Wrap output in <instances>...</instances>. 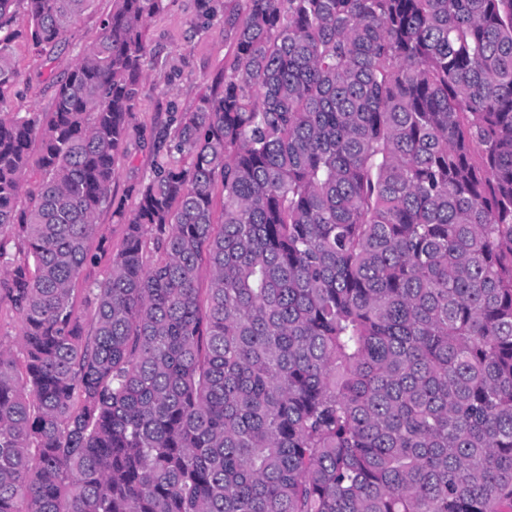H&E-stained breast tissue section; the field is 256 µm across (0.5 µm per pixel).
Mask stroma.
Wrapping results in <instances>:
<instances>
[{"label":"stroma","mask_w":512,"mask_h":512,"mask_svg":"<svg viewBox=\"0 0 512 512\" xmlns=\"http://www.w3.org/2000/svg\"><path fill=\"white\" fill-rule=\"evenodd\" d=\"M114 7L113 0H94L90 8L71 25L66 36L47 46L42 53L29 50L25 41H16L13 61L18 84L8 99L6 111H50L56 80L69 73L99 30V23ZM196 0H171L166 11L152 19L147 38L149 56L145 64L146 92L127 141L128 153L117 167L112 182L116 200L133 207L129 188L145 173L153 160L151 136L165 123L171 107L185 110L210 91L233 43L234 34L216 16L208 29L194 32Z\"/></svg>","instance_id":"obj_1"}]
</instances>
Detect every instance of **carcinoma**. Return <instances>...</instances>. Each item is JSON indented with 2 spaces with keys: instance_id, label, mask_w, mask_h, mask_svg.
I'll list each match as a JSON object with an SVG mask.
<instances>
[{
  "instance_id": "obj_1",
  "label": "carcinoma",
  "mask_w": 512,
  "mask_h": 512,
  "mask_svg": "<svg viewBox=\"0 0 512 512\" xmlns=\"http://www.w3.org/2000/svg\"><path fill=\"white\" fill-rule=\"evenodd\" d=\"M19 1L0 106L12 43L91 2L0 0V30ZM166 7L117 0L51 111L0 112V512H512V0H199L223 89L127 210ZM98 224H101L102 232L108 238L112 251L116 252L122 245L125 235V225L119 224L111 213L104 212L98 216ZM0 340L21 363L23 349L20 343V322L7 302L0 303Z\"/></svg>"
}]
</instances>
